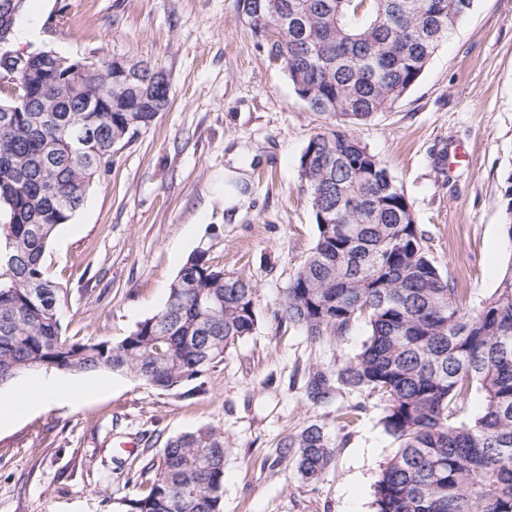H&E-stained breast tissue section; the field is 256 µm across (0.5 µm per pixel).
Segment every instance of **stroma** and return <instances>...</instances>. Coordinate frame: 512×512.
Segmentation results:
<instances>
[{
    "label": "stroma",
    "instance_id": "obj_1",
    "mask_svg": "<svg viewBox=\"0 0 512 512\" xmlns=\"http://www.w3.org/2000/svg\"><path fill=\"white\" fill-rule=\"evenodd\" d=\"M10 48L147 61L170 78L168 111L117 151L83 207L52 239L46 265L67 290V335L119 341L164 305L187 255L256 283L258 323L192 390L162 391L108 371L74 375L86 394L20 414L0 430V512H122L139 470L171 436L223 431V512H374L396 450L379 396L305 397L309 367L335 370L365 325L315 345L277 317L317 229L300 156L336 119L309 110L236 0H27ZM355 134L410 201L437 266L468 306L488 300L512 258L504 180L512 171V0H475L418 82ZM244 198L224 204L227 171ZM350 428L337 418L354 405ZM339 442L303 483L281 441L310 424Z\"/></svg>",
    "mask_w": 512,
    "mask_h": 512
}]
</instances>
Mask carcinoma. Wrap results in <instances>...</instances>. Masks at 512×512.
Masks as SVG:
<instances>
[{
    "instance_id": "carcinoma-1",
    "label": "carcinoma",
    "mask_w": 512,
    "mask_h": 512,
    "mask_svg": "<svg viewBox=\"0 0 512 512\" xmlns=\"http://www.w3.org/2000/svg\"><path fill=\"white\" fill-rule=\"evenodd\" d=\"M0 0V32L14 37L20 10ZM252 32L281 60L296 95L336 128L308 141L300 176L317 238L285 288L279 318L315 344L367 327L361 351L336 370L310 367L306 396L329 401L340 385L385 402L383 428L398 451L375 484V512H512V259L488 301L463 306L440 272L410 202L381 160L352 132L392 108L419 80L473 0H237ZM36 83L30 112L0 122V384L28 371L108 370L157 389L184 387L223 362L257 325L255 283L224 275L206 251L190 253L164 306L120 341L66 335L63 288L45 254L72 220L118 146L170 105V80L141 62L84 61L80 96L112 101L82 112L66 71ZM503 229L512 245V171ZM190 279L194 288L182 287ZM480 411L457 420L472 394ZM296 470L317 483L336 440L311 424L282 439ZM224 432L169 437L140 469L147 489L128 512H222Z\"/></svg>"
}]
</instances>
